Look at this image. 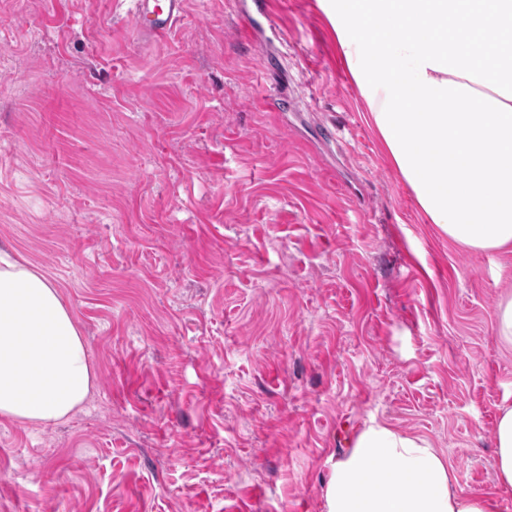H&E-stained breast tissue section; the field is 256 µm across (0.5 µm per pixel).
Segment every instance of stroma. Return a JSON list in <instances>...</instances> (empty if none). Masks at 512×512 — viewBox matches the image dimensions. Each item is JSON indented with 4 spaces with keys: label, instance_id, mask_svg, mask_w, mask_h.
Listing matches in <instances>:
<instances>
[{
    "label": "stroma",
    "instance_id": "stroma-1",
    "mask_svg": "<svg viewBox=\"0 0 512 512\" xmlns=\"http://www.w3.org/2000/svg\"><path fill=\"white\" fill-rule=\"evenodd\" d=\"M0 0V246L61 290L96 372L0 418V512H327L370 417L494 495L512 255L452 244L370 127L321 0ZM288 104L271 112L267 95ZM137 28L158 40L165 39L184 13V0H134ZM495 323L499 340L512 345V297L499 303L495 312Z\"/></svg>",
    "mask_w": 512,
    "mask_h": 512
}]
</instances>
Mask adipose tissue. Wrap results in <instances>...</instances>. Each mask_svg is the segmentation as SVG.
<instances>
[{"label": "adipose tissue", "instance_id": "1", "mask_svg": "<svg viewBox=\"0 0 512 512\" xmlns=\"http://www.w3.org/2000/svg\"><path fill=\"white\" fill-rule=\"evenodd\" d=\"M370 123L418 206L449 242L512 253V0H324ZM73 312L25 258L0 249V418L47 426L90 398ZM512 487V404L494 429ZM327 512H496L455 483L427 438L373 420L333 465Z\"/></svg>", "mask_w": 512, "mask_h": 512}]
</instances>
